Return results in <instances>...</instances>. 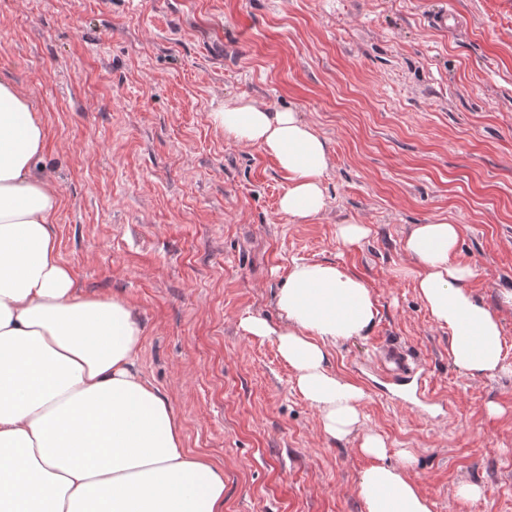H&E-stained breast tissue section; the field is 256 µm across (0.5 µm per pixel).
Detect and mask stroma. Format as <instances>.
<instances>
[{"label": "stroma", "mask_w": 512, "mask_h": 512, "mask_svg": "<svg viewBox=\"0 0 512 512\" xmlns=\"http://www.w3.org/2000/svg\"><path fill=\"white\" fill-rule=\"evenodd\" d=\"M439 4L461 28L431 25ZM0 77L46 125L38 170L61 196L64 260L84 293L134 308L137 365L188 450L223 468L224 512H363L368 458L323 437L274 340L240 327L277 321L296 261L338 264L372 292L375 325L330 367L364 388L367 426L411 449L434 512H512V368L474 377L449 360L401 249L412 225L459 224L457 258L512 365V0H0ZM241 95L327 141L318 217L289 222L284 173L213 126ZM344 222L371 233L343 247ZM382 344L426 369L442 406L385 395ZM464 484L483 498L462 502Z\"/></svg>", "instance_id": "stroma-1"}]
</instances>
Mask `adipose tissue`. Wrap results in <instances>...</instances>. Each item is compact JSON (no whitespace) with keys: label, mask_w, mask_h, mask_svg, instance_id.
<instances>
[{"label":"adipose tissue","mask_w":512,"mask_h":512,"mask_svg":"<svg viewBox=\"0 0 512 512\" xmlns=\"http://www.w3.org/2000/svg\"><path fill=\"white\" fill-rule=\"evenodd\" d=\"M226 139L260 148L286 174L279 211L293 223L326 206L330 149L292 111L240 97L211 112ZM46 130L31 102L0 78V512H224V470L190 454L183 425L136 365L143 327L121 298L81 291L63 259L60 196L36 172ZM459 225H414L402 241L431 319L449 333L448 357L473 376L505 367L498 314L468 288L457 261ZM278 323L241 321L274 338L298 392L333 441L358 438L370 458L357 485L364 512H433L411 479L409 449L365 428L366 393L329 365L337 342L375 322L376 301L356 274L297 262L274 296Z\"/></svg>","instance_id":"adipose-tissue-1"}]
</instances>
